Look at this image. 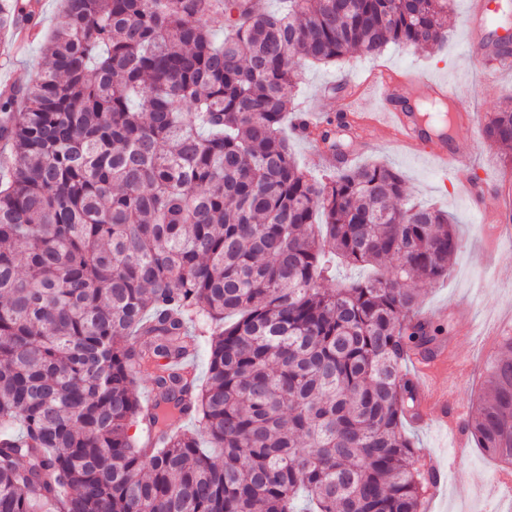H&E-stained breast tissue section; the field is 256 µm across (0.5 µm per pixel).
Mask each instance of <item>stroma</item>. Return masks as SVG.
<instances>
[{"label":"stroma","instance_id":"35a3bbf8","mask_svg":"<svg viewBox=\"0 0 512 512\" xmlns=\"http://www.w3.org/2000/svg\"><path fill=\"white\" fill-rule=\"evenodd\" d=\"M41 4L38 39L17 51L11 62L0 60V88L27 84L42 67V42L53 27L61 0H41ZM448 11V39L435 48L393 44L377 58L356 53L342 66H302L293 90L301 111L319 105L327 114L342 112L344 95L335 90V83L359 85L378 67L401 75L429 74L444 79L454 89V108L459 113L473 112L482 119L512 104V77L493 74L486 54L497 39L496 28L487 27L481 34L484 50L472 52L467 46L471 0H449ZM453 135L473 161L460 178L437 168L428 143L404 150L378 131L369 142L346 135L342 143L344 149L356 150V163L391 165L404 179L408 200L446 210L462 240L446 278L418 280L414 286L420 313L441 308L448 311L447 318L439 322L441 345L477 366L460 393L462 406L468 409L484 394L488 365L498 352L497 342L486 336V329L494 325L499 334L512 332V234L494 237L491 225L476 220L461 190L462 178L493 176L505 170L499 150L479 130L473 132L459 125ZM406 431L414 439L420 463L431 464L437 472L426 512H512L511 498H491L485 491L502 466L483 449L472 443L465 453H458L453 431L435 419L423 426L408 424Z\"/></svg>","mask_w":512,"mask_h":512}]
</instances>
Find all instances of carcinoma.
<instances>
[{
	"label": "carcinoma",
	"mask_w": 512,
	"mask_h": 512,
	"mask_svg": "<svg viewBox=\"0 0 512 512\" xmlns=\"http://www.w3.org/2000/svg\"><path fill=\"white\" fill-rule=\"evenodd\" d=\"M287 2L63 0L0 91V512H424L406 364L442 328L406 282L459 239L385 164L313 178L285 124L301 64L434 47L448 0ZM39 14L0 0V34ZM483 135L512 151V107ZM337 258L380 276L328 291ZM488 383L465 428L509 470L512 336ZM40 1L42 4L41 24L36 40L22 47L16 53L13 52L14 57L11 63H4V58L0 55V89L11 83L27 84L37 76L42 67L43 58L41 46L52 30L55 16L61 6V1Z\"/></svg>",
	"instance_id": "1"
}]
</instances>
